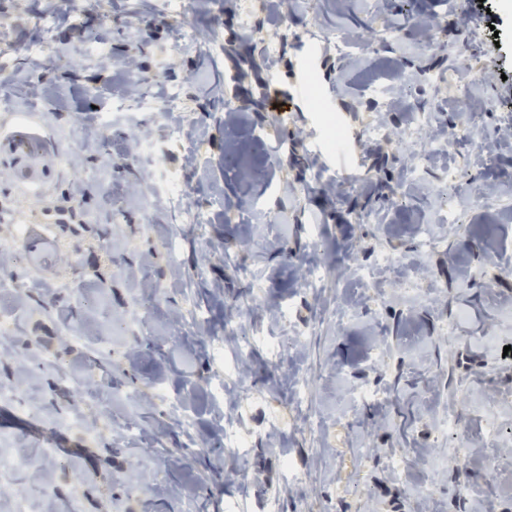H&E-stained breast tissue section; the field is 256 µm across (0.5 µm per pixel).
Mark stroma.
<instances>
[{"label": "stroma", "mask_w": 512, "mask_h": 512, "mask_svg": "<svg viewBox=\"0 0 512 512\" xmlns=\"http://www.w3.org/2000/svg\"><path fill=\"white\" fill-rule=\"evenodd\" d=\"M0 26V133L46 141L33 187L0 153V250L23 254L0 266V489L30 512H512L490 466L512 448V4L0 0ZM420 113L446 136L418 172ZM470 185L493 205H460ZM242 335L264 343L225 375L213 348ZM45 438L64 466L42 476Z\"/></svg>", "instance_id": "35a3bbf8"}]
</instances>
